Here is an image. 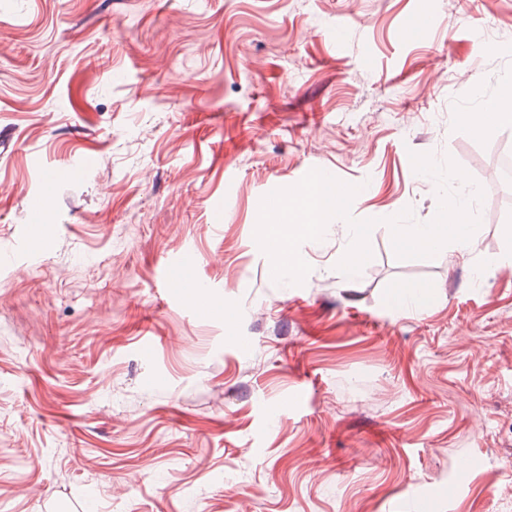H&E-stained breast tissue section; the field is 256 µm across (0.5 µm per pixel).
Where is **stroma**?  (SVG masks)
I'll return each instance as SVG.
<instances>
[{
    "label": "stroma",
    "mask_w": 512,
    "mask_h": 512,
    "mask_svg": "<svg viewBox=\"0 0 512 512\" xmlns=\"http://www.w3.org/2000/svg\"><path fill=\"white\" fill-rule=\"evenodd\" d=\"M509 80L512 0H0V512H512V211L467 256L385 223L436 214L411 153L488 188L512 123L460 116ZM313 168L372 257L336 218L277 283L260 201ZM172 272L164 280V288L177 296L181 295L182 288H195L193 294V306L199 311L206 310L207 305V288L208 286L200 282L191 280V272L185 267L182 260H179L172 265Z\"/></svg>",
    "instance_id": "1"
}]
</instances>
